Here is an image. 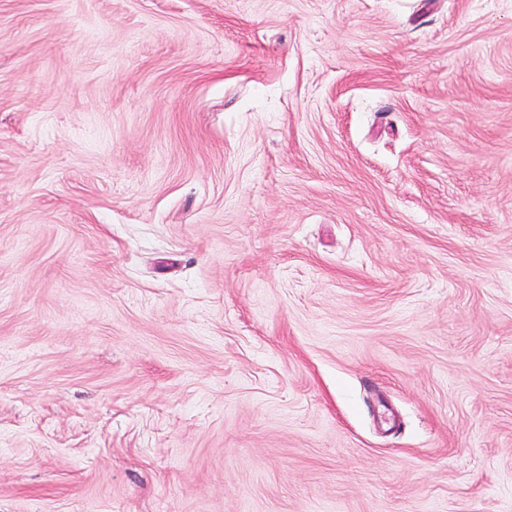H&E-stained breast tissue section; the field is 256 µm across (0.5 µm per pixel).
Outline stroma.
I'll return each instance as SVG.
<instances>
[{
  "label": "stroma",
  "mask_w": 512,
  "mask_h": 512,
  "mask_svg": "<svg viewBox=\"0 0 512 512\" xmlns=\"http://www.w3.org/2000/svg\"><path fill=\"white\" fill-rule=\"evenodd\" d=\"M0 512H512V0H0Z\"/></svg>",
  "instance_id": "35a3bbf8"
}]
</instances>
